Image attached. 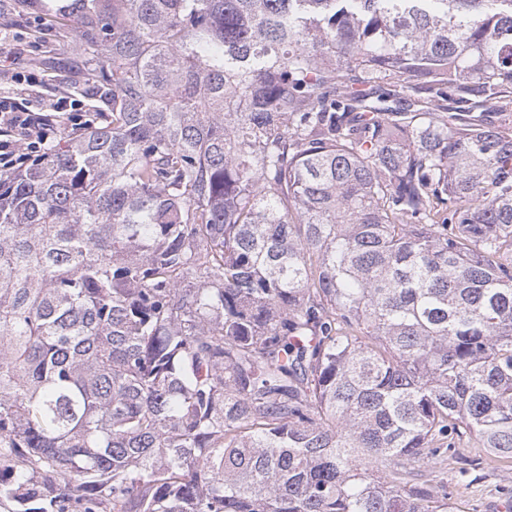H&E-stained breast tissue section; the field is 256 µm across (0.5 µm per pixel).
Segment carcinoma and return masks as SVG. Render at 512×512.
<instances>
[{
    "mask_svg": "<svg viewBox=\"0 0 512 512\" xmlns=\"http://www.w3.org/2000/svg\"><path fill=\"white\" fill-rule=\"evenodd\" d=\"M105 123L0 173L12 512H455L512 459V0H19ZM459 448L460 456L464 459L479 462L480 465L468 466L448 460L441 464L431 459L414 463L416 470L432 472L434 483L445 485L451 502L457 503L464 512H499L497 508L509 501L503 492L512 489V464L506 460H498L489 454L485 448ZM469 469L461 474L459 467Z\"/></svg>",
    "mask_w": 512,
    "mask_h": 512,
    "instance_id": "carcinoma-1",
    "label": "carcinoma"
}]
</instances>
